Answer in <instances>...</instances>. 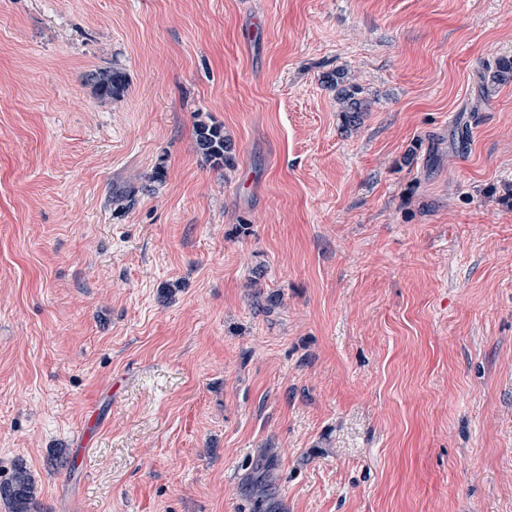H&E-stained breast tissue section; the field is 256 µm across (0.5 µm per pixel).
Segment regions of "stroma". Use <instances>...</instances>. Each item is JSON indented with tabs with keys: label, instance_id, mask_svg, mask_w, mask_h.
I'll return each mask as SVG.
<instances>
[{
	"label": "stroma",
	"instance_id": "obj_1",
	"mask_svg": "<svg viewBox=\"0 0 512 512\" xmlns=\"http://www.w3.org/2000/svg\"><path fill=\"white\" fill-rule=\"evenodd\" d=\"M503 56L512 0H0V481L37 512H512ZM86 80L94 84L99 96L103 98L120 97L127 84L126 73L115 67L91 71L86 74ZM336 81V99L341 105V112H348L350 121L359 120V114L363 112V102L356 97V89L353 87L343 86L338 88ZM194 135L198 153L212 167L223 169L232 165L234 146L224 135L223 125L200 112L194 124ZM0 500L9 512H32L35 505L33 482L23 466L16 467L10 480L0 483Z\"/></svg>",
	"mask_w": 512,
	"mask_h": 512
}]
</instances>
